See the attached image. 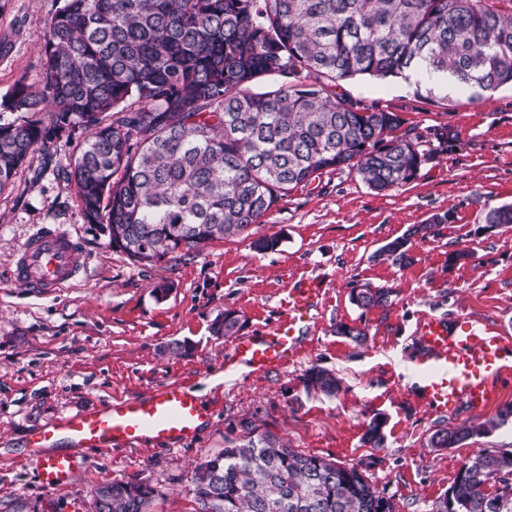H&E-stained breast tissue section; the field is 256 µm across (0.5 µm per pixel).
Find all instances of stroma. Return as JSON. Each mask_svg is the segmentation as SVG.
Returning a JSON list of instances; mask_svg holds the SVG:
<instances>
[{"label":"stroma","instance_id":"stroma-1","mask_svg":"<svg viewBox=\"0 0 512 512\" xmlns=\"http://www.w3.org/2000/svg\"><path fill=\"white\" fill-rule=\"evenodd\" d=\"M59 0H12L0 14V95L19 78L41 85L40 46ZM342 91L367 106L401 113L417 132L451 127L453 148L428 162L409 184L378 193L349 171L322 175L292 191L262 220L259 234L276 236L272 251L253 249L240 235L203 251L182 249L152 265L133 262L86 223L73 189L57 174L73 162L80 139H60L32 152L0 192V512H90L94 487L110 479L149 481L158 495L150 512H195L194 468L237 438L249 420L297 450L356 467L394 512H430L461 466L478 450L512 451V426L457 448H431L438 429L464 415H435L416 393L420 372L412 335L425 313L468 317L512 341V227L484 228V213L512 203V87L476 98L417 93L400 79L360 78ZM453 212L435 233L413 236L408 263L377 257L386 242L433 215ZM78 238L83 278L50 296L10 277L18 250L42 227ZM467 259L449 265V253ZM320 275L326 295L300 334L285 367L258 374L225 373L230 339L212 336L224 310L237 311L242 335L265 331L281 315L289 281ZM168 286L165 298L156 287ZM392 289L388 306L367 311L350 300L359 286ZM365 329L359 346L337 335L338 324ZM190 340V355L169 347ZM341 381L333 396L307 394L311 366ZM222 383L206 387L214 375ZM188 381L206 390L211 416L191 442L169 447L80 448L79 466L60 487L39 477L41 459L26 450L30 432L54 417L100 409L112 401ZM385 416L384 447L363 443L370 420Z\"/></svg>","mask_w":512,"mask_h":512}]
</instances>
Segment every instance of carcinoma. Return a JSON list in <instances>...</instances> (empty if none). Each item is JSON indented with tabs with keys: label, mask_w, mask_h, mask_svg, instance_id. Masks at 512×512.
<instances>
[{
	"label": "carcinoma",
	"mask_w": 512,
	"mask_h": 512,
	"mask_svg": "<svg viewBox=\"0 0 512 512\" xmlns=\"http://www.w3.org/2000/svg\"><path fill=\"white\" fill-rule=\"evenodd\" d=\"M504 2L506 11L486 0H60L40 49L43 88L21 78L0 97L1 111L23 113L0 124V192L35 149L80 131L79 154L58 174L85 221L146 265L240 235L325 172L348 169L378 193L402 186L458 132L404 131L398 113L335 88L356 77L479 97L512 86ZM451 219L435 215L376 256L405 264L411 237ZM484 223L511 227L512 204L489 209ZM390 297L367 287L351 301L369 310ZM239 329L230 310L211 324L218 338ZM303 386L331 396L340 381L314 365ZM510 421L507 404L491 419L436 430L429 447L453 448ZM241 428L197 466V512H393L356 468L251 422ZM363 441L383 447L377 421ZM155 493L143 480H107L92 512H148ZM447 499L453 512H512V452L475 453L432 512Z\"/></svg>",
	"instance_id": "1"
}]
</instances>
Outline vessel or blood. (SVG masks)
Here are the masks:
<instances>
[{"instance_id":"b4317fda","label":"vessel or blood","mask_w":512,"mask_h":512,"mask_svg":"<svg viewBox=\"0 0 512 512\" xmlns=\"http://www.w3.org/2000/svg\"><path fill=\"white\" fill-rule=\"evenodd\" d=\"M83 265L79 242L60 228H47L33 234L17 253L12 278L35 293L50 295L76 280ZM326 288L320 276L289 282L280 297L283 318L267 332L236 339L224 354L225 369L244 365L269 372L285 365L294 356L298 335ZM414 334L423 363L433 369L417 388L428 410L445 413L464 407L476 413L492 403L498 393L497 378L512 359V342L472 320L429 313L418 317ZM209 418L191 386L173 383L112 402L101 410L58 417L34 432L29 445L54 447L61 434L82 448L132 445L146 437L176 445L193 440ZM76 467L75 455L55 454L44 460L40 477L46 486L58 487Z\"/></svg>"}]
</instances>
